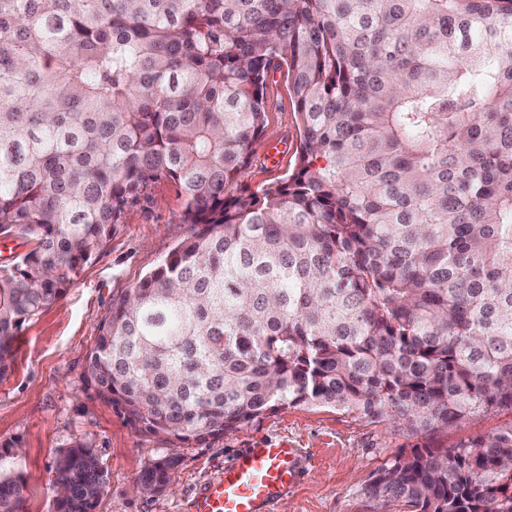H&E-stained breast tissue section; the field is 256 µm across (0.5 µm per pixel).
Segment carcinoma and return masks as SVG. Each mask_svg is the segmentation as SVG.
I'll use <instances>...</instances> for the list:
<instances>
[{
  "instance_id": "carcinoma-1",
  "label": "carcinoma",
  "mask_w": 512,
  "mask_h": 512,
  "mask_svg": "<svg viewBox=\"0 0 512 512\" xmlns=\"http://www.w3.org/2000/svg\"><path fill=\"white\" fill-rule=\"evenodd\" d=\"M296 165L241 184L269 75ZM189 234L112 299L84 380L144 436L202 445L295 405L426 436L512 411V0H0V379L147 188ZM60 451L54 512H95ZM179 459L149 462L143 494ZM25 481L0 452V512ZM399 512H512V426L414 448Z\"/></svg>"
}]
</instances>
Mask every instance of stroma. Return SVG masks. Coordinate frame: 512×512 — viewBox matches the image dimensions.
<instances>
[{
    "label": "stroma",
    "instance_id": "stroma-1",
    "mask_svg": "<svg viewBox=\"0 0 512 512\" xmlns=\"http://www.w3.org/2000/svg\"><path fill=\"white\" fill-rule=\"evenodd\" d=\"M268 98L267 126L242 178L253 189L288 174L299 139L282 73L270 79ZM183 200L175 183L148 187L61 299L25 323L17 336L13 369L0 379V444L15 445L12 460L27 481L24 512H53L56 458L77 442L96 450L107 473L96 512H191L194 493L223 472L239 450L282 442L302 449L310 464L273 512H380L364 492L378 468L417 446L451 448L512 425V411L488 412L418 437L354 411L298 405L189 448L137 434L87 388L83 372L113 297L139 283L176 244ZM168 455L180 460L170 489L157 495L135 492L148 462Z\"/></svg>",
    "mask_w": 512,
    "mask_h": 512
}]
</instances>
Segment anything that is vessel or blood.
Segmentation results:
<instances>
[{"mask_svg":"<svg viewBox=\"0 0 512 512\" xmlns=\"http://www.w3.org/2000/svg\"><path fill=\"white\" fill-rule=\"evenodd\" d=\"M305 467L300 449L284 444L242 449L225 465L223 477L197 493L192 512H271Z\"/></svg>","mask_w":512,"mask_h":512,"instance_id":"obj_1","label":"vessel or blood"}]
</instances>
